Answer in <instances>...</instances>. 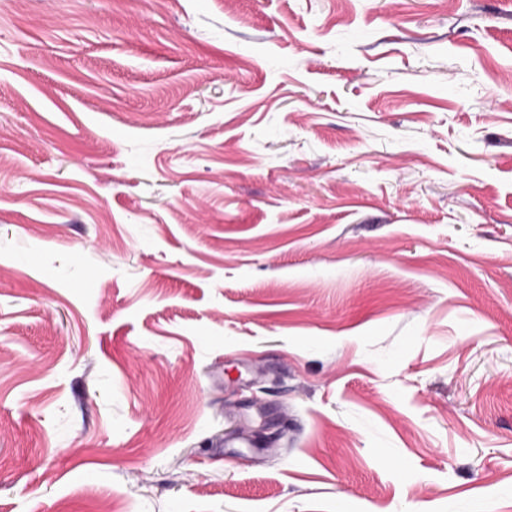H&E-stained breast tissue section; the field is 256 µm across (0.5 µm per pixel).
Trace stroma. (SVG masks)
<instances>
[{"label":"stroma","instance_id":"stroma-1","mask_svg":"<svg viewBox=\"0 0 512 512\" xmlns=\"http://www.w3.org/2000/svg\"><path fill=\"white\" fill-rule=\"evenodd\" d=\"M109 506L512 512V0H0V512Z\"/></svg>","mask_w":512,"mask_h":512}]
</instances>
